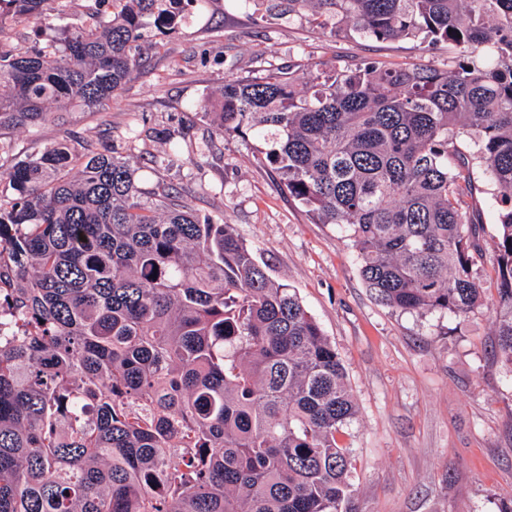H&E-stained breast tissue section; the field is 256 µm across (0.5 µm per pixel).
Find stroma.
I'll list each match as a JSON object with an SVG mask.
<instances>
[{"label":"stroma","instance_id":"stroma-1","mask_svg":"<svg viewBox=\"0 0 512 512\" xmlns=\"http://www.w3.org/2000/svg\"><path fill=\"white\" fill-rule=\"evenodd\" d=\"M266 4L210 0L176 33L147 30L149 61L112 101L12 132L15 152L41 151L68 131L112 143L137 163L144 188L172 186L194 209L233 224L268 274L297 291L336 349L357 406L337 436L352 451V512H499L512 491V370L494 351L493 300L461 319L376 302L347 231L313 223L253 139L218 136L188 110L225 79L273 67L353 68L373 58L444 69L455 52L336 35L306 13L269 15ZM150 128L185 138L190 159L169 162Z\"/></svg>","mask_w":512,"mask_h":512}]
</instances>
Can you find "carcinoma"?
Wrapping results in <instances>:
<instances>
[{
    "label": "carcinoma",
    "mask_w": 512,
    "mask_h": 512,
    "mask_svg": "<svg viewBox=\"0 0 512 512\" xmlns=\"http://www.w3.org/2000/svg\"><path fill=\"white\" fill-rule=\"evenodd\" d=\"M0 0V131L91 111L208 0ZM333 32L448 43L445 70L299 65L224 86L189 110L252 137L317 224L349 232L382 304L462 317L484 305L483 167L499 193L490 285L512 369V0H288ZM469 133L464 152L456 129ZM149 135L187 144L166 129ZM0 140V512H349L356 415L336 349L232 225L129 158L66 135L11 157ZM38 38L36 29L26 21L16 23L3 43L11 49L20 50Z\"/></svg>",
    "instance_id": "obj_1"
}]
</instances>
